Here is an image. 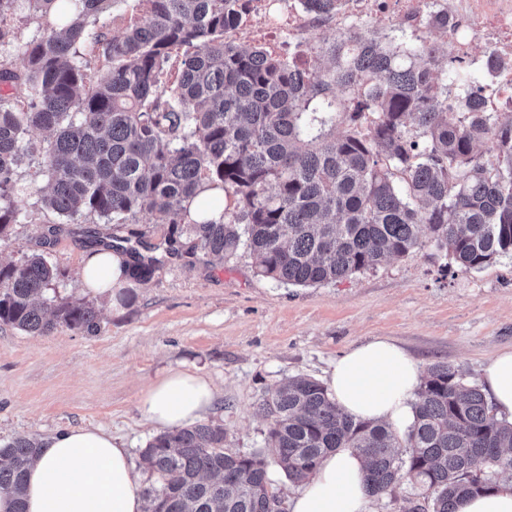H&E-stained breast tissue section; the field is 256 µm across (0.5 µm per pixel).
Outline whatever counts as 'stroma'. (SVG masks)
Returning a JSON list of instances; mask_svg holds the SVG:
<instances>
[{"label": "stroma", "mask_w": 512, "mask_h": 512, "mask_svg": "<svg viewBox=\"0 0 512 512\" xmlns=\"http://www.w3.org/2000/svg\"><path fill=\"white\" fill-rule=\"evenodd\" d=\"M15 178L20 214L0 238V262L44 254L58 273L52 294L91 300L98 330L60 326L33 335L0 325V447L18 437L105 427L123 436L144 477L142 450L156 429L137 400L168 370L213 383L207 419L223 425L226 448L248 454L265 445L263 398L293 376L325 380L331 362L354 345L390 337L421 370L445 363L476 386L488 359L512 350L510 256L461 272L427 246L336 283L283 285L258 274L244 251L224 263L168 255L167 225L146 212L132 227L79 217L49 234L58 218L40 203L47 185L41 157L27 154ZM90 229L118 245L139 231L157 259L121 313L83 289L78 270L92 247Z\"/></svg>", "instance_id": "35a3bbf8"}]
</instances>
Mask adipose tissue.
I'll return each mask as SVG.
<instances>
[{
	"instance_id": "adipose-tissue-1",
	"label": "adipose tissue",
	"mask_w": 512,
	"mask_h": 512,
	"mask_svg": "<svg viewBox=\"0 0 512 512\" xmlns=\"http://www.w3.org/2000/svg\"><path fill=\"white\" fill-rule=\"evenodd\" d=\"M81 280L88 294L121 308L126 289L137 281L125 255L96 251L86 256ZM421 384L418 362L394 341L377 337L352 347L332 364L326 388L337 407L361 420L384 422L406 431L414 422V396ZM483 385L498 414L512 417V351L489 360ZM215 390L189 370H173L145 388L140 414L160 429L189 426L210 411ZM41 454L26 477L27 512H145L141 478L119 436L101 428H69L40 440ZM364 458L350 448L329 453L288 512H373L375 495ZM455 512H512V479L459 499Z\"/></svg>"
}]
</instances>
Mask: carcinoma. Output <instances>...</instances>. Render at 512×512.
<instances>
[{
	"label": "carcinoma",
	"instance_id": "cac0c4a2",
	"mask_svg": "<svg viewBox=\"0 0 512 512\" xmlns=\"http://www.w3.org/2000/svg\"><path fill=\"white\" fill-rule=\"evenodd\" d=\"M112 0H0V47L20 5L45 33L25 43V70L0 53V236L19 215L14 175L29 146L48 176L42 207L59 217L126 224L137 213L170 227L169 243L229 261L242 249L257 272L285 285L335 283L427 245L460 271L512 255V101L484 107L480 76L443 61L435 44L392 45L360 28L318 46L305 70L262 45L224 41L249 0H142L119 37L100 31L106 74L92 81L77 43ZM179 61L170 89L162 87ZM344 130L323 131L327 122ZM495 154L486 168L485 151ZM224 191L217 220L185 222L184 202ZM57 270L44 255L0 263V324L47 335L96 326L88 302L47 298ZM268 446L224 448L218 424L155 435L146 512H268L277 466L306 480L323 457L352 448L367 459L376 495L402 480L424 512L512 473V422L476 386L435 364L417 391L416 420L400 435L336 407L319 381L297 376L263 400ZM40 447L0 448V492L24 512L26 474Z\"/></svg>",
	"mask_w": 512,
	"mask_h": 512
}]
</instances>
